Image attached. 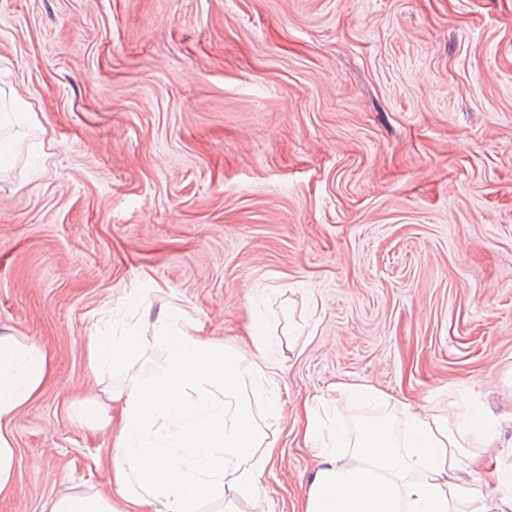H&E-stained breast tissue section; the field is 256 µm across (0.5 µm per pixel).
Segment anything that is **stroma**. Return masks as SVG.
Segmentation results:
<instances>
[{
	"instance_id": "obj_1",
	"label": "stroma",
	"mask_w": 512,
	"mask_h": 512,
	"mask_svg": "<svg viewBox=\"0 0 512 512\" xmlns=\"http://www.w3.org/2000/svg\"><path fill=\"white\" fill-rule=\"evenodd\" d=\"M19 110L0 333L51 378L8 426L0 512L111 495L119 425L71 406L128 375L93 372L88 342L134 329L149 376L174 307L280 367L247 393L283 453L265 512H300L316 396L350 428L484 409L497 447L471 462L512 466V0H0V114Z\"/></svg>"
}]
</instances>
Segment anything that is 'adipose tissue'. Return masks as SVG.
<instances>
[{"label": "adipose tissue", "instance_id": "ef3b65f1", "mask_svg": "<svg viewBox=\"0 0 512 512\" xmlns=\"http://www.w3.org/2000/svg\"><path fill=\"white\" fill-rule=\"evenodd\" d=\"M165 314L156 341L164 358L148 377L132 375L118 398L121 422L112 448V494L67 493L48 512H237L258 502L262 479L279 458L266 440L245 392L275 368L244 362L224 345L190 334ZM132 335L99 333L88 344L93 370L130 371ZM51 376L38 344L0 335V495L16 479L14 450L3 424L34 400ZM404 431L390 417L359 421L352 436L327 430L317 405L305 404L303 439L318 463L303 512H512V495L490 494L499 467L467 464L466 438L494 434L481 412L460 423L403 406Z\"/></svg>", "mask_w": 512, "mask_h": 512}]
</instances>
